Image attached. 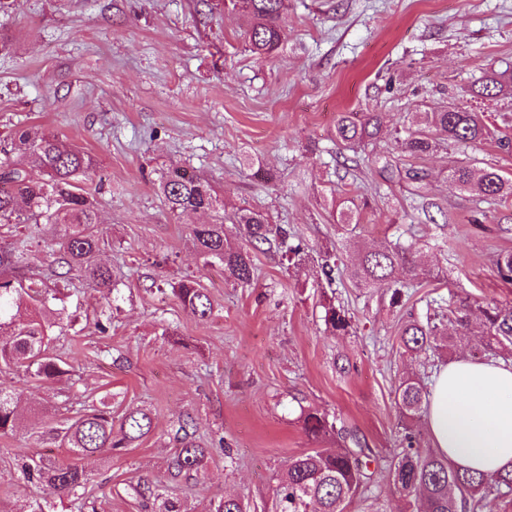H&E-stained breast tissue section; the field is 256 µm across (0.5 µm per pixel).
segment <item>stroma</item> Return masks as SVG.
I'll return each mask as SVG.
<instances>
[{
  "mask_svg": "<svg viewBox=\"0 0 512 512\" xmlns=\"http://www.w3.org/2000/svg\"><path fill=\"white\" fill-rule=\"evenodd\" d=\"M279 24L285 40L260 62L222 0H15L0 10V140L38 126L94 156L83 181L98 203L97 259L120 281L104 295L52 278L48 235L27 252L29 274L57 290L74 320L51 347L76 375L47 384L0 372V386L25 392L17 431L0 437V512H30L46 495L23 484L17 459H72L41 439L45 408L64 401L75 413L100 397L116 422L150 410L153 429L102 456L84 501L63 499L58 512H158L139 485L189 512H211L228 494L267 512L279 473L313 446L296 421L308 405L336 415L375 455L349 512H406L387 463L400 446L395 389L442 360L405 355L403 324L425 319L439 295L512 304V281L495 264L512 251V199L477 221L473 198L448 178L453 160L512 175V94L468 93L487 69L512 74V0H288ZM444 108L482 113L487 139L421 158L403 152L408 113ZM344 112L383 115L379 140L354 157L336 144ZM173 166L228 207L288 226L308 244V262L294 268L257 251L251 285L226 279L191 236L210 214L174 216L157 190ZM409 169L422 181L406 179ZM335 198L357 208L353 246L337 242ZM396 240L415 244L428 274L395 307L385 289L355 285L351 254ZM333 246L336 300L354 323L346 336L326 334L321 321L322 255ZM187 278L206 288L208 318L165 295ZM186 422L210 456L174 479L167 465Z\"/></svg>",
  "mask_w": 512,
  "mask_h": 512,
  "instance_id": "stroma-1",
  "label": "stroma"
}]
</instances>
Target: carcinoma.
Returning <instances> with one entry per match:
<instances>
[{"instance_id":"obj_1","label":"carcinoma","mask_w":512,"mask_h":512,"mask_svg":"<svg viewBox=\"0 0 512 512\" xmlns=\"http://www.w3.org/2000/svg\"><path fill=\"white\" fill-rule=\"evenodd\" d=\"M286 0H230L232 8L248 19L245 33L251 54L265 59L275 53L284 40L278 24ZM509 86L502 75L491 72L477 81L471 92L489 95ZM415 130L401 141L402 149L414 157L437 150L442 141L468 147L486 140L488 128L480 115L462 109L416 112ZM379 112H343L336 124V140L346 150L355 151L378 139ZM96 166L94 157L76 147H68L59 137L34 127L13 133L10 143L0 149V226L23 225L26 238L12 247L0 246V369L16 368L41 382L59 380L71 374L70 366L50 349L52 329L64 322L63 310L52 308L53 295L44 283L23 272L24 250L43 229L48 228L59 245L55 263L78 279L110 294L117 288L111 268L97 262L99 238L92 226L98 223L94 196L79 185V177ZM43 177L31 178V169ZM448 178L462 191L474 195L478 203L512 198V177L496 169H477L455 163ZM168 209L177 214L216 211L214 224H196L193 241L208 264L224 268L226 278L239 285L254 279L255 267L250 252L230 246L224 238L226 220L223 197L212 186L190 176L179 166L168 169L159 184ZM337 233L351 241L349 227L353 210L333 211ZM232 223L242 224L253 249L266 245L299 267L308 259L307 247L295 241V234L281 225L273 226L266 214L237 208ZM404 270L407 279L424 275L416 263L412 246L399 242L357 254L353 274L360 288H384L390 303L402 302L407 283L398 277ZM170 293L192 316L211 312L207 290L196 280H181L171 285ZM431 313L423 321L410 320L402 327L401 343L406 352L455 348L471 333L481 337L486 359H507L512 354V305L487 304L479 308L473 322L470 302L438 297L428 302ZM325 331L333 336L348 334L353 323L344 306L331 298L321 302ZM456 334H448V324ZM22 392L0 387V436L14 432L19 420ZM430 390L423 377L406 376L396 388V405L404 435V449L391 457L389 468L395 492L409 512L421 506L424 512H477L489 496L504 498L512 494V470L476 476L448 463L446 457L419 445L412 423L427 411ZM298 422L305 434L319 444L338 437V449L312 448L295 457L279 478L274 512H346L347 507L370 480V455L360 441L337 426L336 419L313 407L300 410ZM190 424L180 426L177 437L181 448L170 463L175 474L198 471L210 449L197 444L189 432ZM152 418L146 411H131L121 419L119 430L112 423V405L107 401L85 406L74 417L60 423L47 421L44 435L69 449L74 463H56L42 456H25L19 461L23 480L45 488L58 498H83L91 480L93 465L105 453L128 448L150 433ZM215 512H249L238 497L220 499Z\"/></svg>"}]
</instances>
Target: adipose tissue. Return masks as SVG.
I'll list each match as a JSON object with an SVG mask.
<instances>
[{"mask_svg": "<svg viewBox=\"0 0 512 512\" xmlns=\"http://www.w3.org/2000/svg\"><path fill=\"white\" fill-rule=\"evenodd\" d=\"M433 450L455 466H512V360L466 357L436 368L427 411Z\"/></svg>", "mask_w": 512, "mask_h": 512, "instance_id": "adipose-tissue-1", "label": "adipose tissue"}]
</instances>
